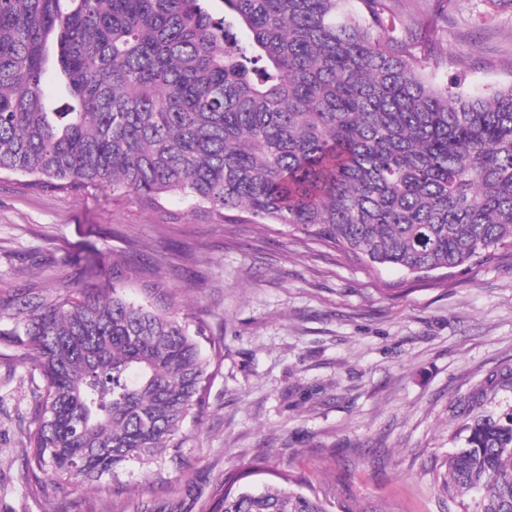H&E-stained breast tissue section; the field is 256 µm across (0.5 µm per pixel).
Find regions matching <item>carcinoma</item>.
<instances>
[{"label": "carcinoma", "mask_w": 512, "mask_h": 512, "mask_svg": "<svg viewBox=\"0 0 512 512\" xmlns=\"http://www.w3.org/2000/svg\"><path fill=\"white\" fill-rule=\"evenodd\" d=\"M0 0V173L34 190L179 194L374 270L512 251V82L425 74L388 0ZM0 299V344L42 378L23 480L79 491L127 463L181 467L220 369L160 280ZM438 488L512 512V414L480 411ZM224 478L221 512H365L288 474ZM193 487L137 512H191Z\"/></svg>", "instance_id": "1"}]
</instances>
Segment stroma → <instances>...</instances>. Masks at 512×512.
I'll list each match as a JSON object with an SVG mask.
<instances>
[{"label": "stroma", "instance_id": "35a3bbf8", "mask_svg": "<svg viewBox=\"0 0 512 512\" xmlns=\"http://www.w3.org/2000/svg\"><path fill=\"white\" fill-rule=\"evenodd\" d=\"M433 26L430 73H461L468 91L512 82V0H393ZM158 268L182 312L205 322L220 372L202 421L187 424L193 512H215L224 479L258 486L285 471L320 493L381 512H465L437 478L476 387L512 369V257L426 276L351 263L240 220L235 232L182 197L152 206L111 191H33L0 175V298L27 283H85L91 265ZM40 375L0 344V512H134L158 495L128 463L105 496L20 479L24 429ZM265 455L266 473L250 474Z\"/></svg>", "mask_w": 512, "mask_h": 512}]
</instances>
